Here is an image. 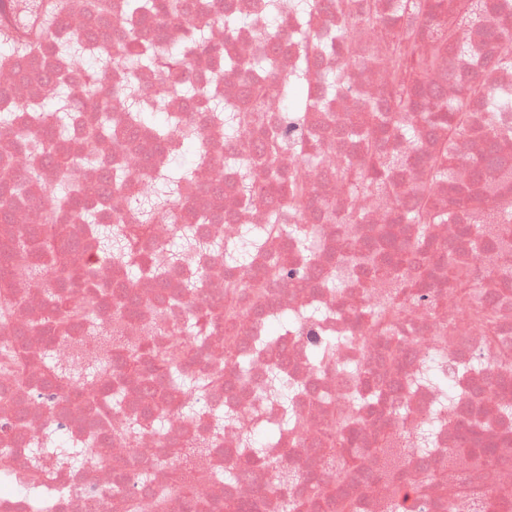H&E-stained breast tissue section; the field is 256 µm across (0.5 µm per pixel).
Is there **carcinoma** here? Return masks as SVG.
Segmentation results:
<instances>
[{"label":"carcinoma","instance_id":"cac0c4a2","mask_svg":"<svg viewBox=\"0 0 512 512\" xmlns=\"http://www.w3.org/2000/svg\"><path fill=\"white\" fill-rule=\"evenodd\" d=\"M317 0H264L263 10L270 22H278L285 17L292 18L296 23L303 24L316 15ZM340 33L347 39L357 35V19L354 14L353 0H339ZM496 8L493 0H450L448 4H440L434 0H394V15L403 19L407 25V34L413 35L420 31L422 22L428 18H436L435 24L427 33L429 50L424 51L414 43L391 44V55L398 73V81L391 94V100L385 111L393 114L392 122L384 121L374 104H369L361 118L364 132L363 162L358 166H349L341 170L342 180L349 183V189L356 194L367 185L381 187V176L399 169L404 159L396 153H388L381 148V139L387 129L392 127L410 142H415L413 120L419 113L428 111L448 113V122L444 125L443 134L437 144L435 153L427 162L425 178L414 188L419 199L418 204L410 209L395 204L394 223L417 224L419 233L415 241L409 245L394 243L390 229L380 231V240L365 246L357 258V266L372 268L376 272L387 273L403 268L406 260L420 251L425 255V266L428 268L444 265L440 256L429 251L427 228L430 224L449 222L457 218L456 210L463 199L470 202V220L480 224L488 220L490 213L487 205L491 203L486 190H473L465 197L448 198V208L440 209L432 201L433 186L437 183H454L452 152L456 136L465 130L471 121L472 105L485 99L494 100L504 111L512 108V98L500 94L491 86L480 81L464 83L454 97L436 106L428 104V78L432 71L441 63L444 55L451 52L457 58L468 60L477 53V47L463 37V32L483 30L487 27L491 12ZM179 10V0H128V14L139 19L147 15L160 16L161 22L167 26L175 25V15ZM331 35H320L313 39L302 36L300 57L295 67L284 76V90L287 98L293 103L292 111L305 112L312 105L309 96L311 73L307 66L308 55L327 51L331 48ZM112 40L118 51L89 49L81 41L72 39L58 45L57 52L62 58L85 56L90 60V68L85 73L87 83L93 85L102 72L124 69L131 60L143 66L170 69L179 65L173 58L164 56L158 49L142 46L131 34H116ZM187 98L202 96L207 99L209 112L214 123L224 130V136L233 138L240 132L245 116L241 109L224 100L218 92L188 85L182 89ZM123 111L136 122L151 121L148 109L143 104L139 86L134 81L124 83L120 89ZM30 112H43L62 135L74 122L76 104L68 85L60 83L51 96L42 101L35 99L28 105ZM196 177L195 167H188L178 162L160 166L153 178L152 191L144 196L132 195L127 199L129 209L136 212L141 224H153L166 212L168 205L175 200ZM238 198L240 203L248 207L252 205L253 173L245 166H237ZM58 204L77 208L78 193L66 182L60 183L55 190ZM290 202L305 210L320 205V201L308 194L306 186L299 182L291 186ZM83 224L87 225L99 251L120 266H129L131 243L129 238L114 224H100L92 211H80ZM262 247L259 238L253 236L248 227H243L241 240L232 245L219 241L200 238L191 227H186L166 247L164 261L168 265H177L190 255L221 252L225 262L230 266H245L253 255ZM87 341L100 345H112V333L101 326L94 318H89L86 330ZM56 344L46 345L40 353L43 361L60 377L71 383L95 386L101 382L103 362L97 358H79L61 361L57 358ZM172 384L183 391L202 392L204 384L179 370L170 373ZM300 387L286 380L284 371L277 365L267 367L263 381V397L277 403L282 409V426L293 429L300 424L295 413L293 399ZM236 415L231 410H224L213 415V440L224 436V425L235 423ZM410 448L426 458L435 446L434 422L423 421L406 435ZM210 452L208 443L198 442L181 450L179 459L181 470H186L192 461ZM240 455L262 462L269 468L278 467L276 459L267 454L263 441L254 433L244 431L239 439ZM84 463L83 443L64 440L51 428H46L33 436L27 452V465L30 469L40 472L50 467L74 468ZM280 480L290 486L299 482L309 485L313 495L322 494L316 478L311 474H299L293 470L280 471Z\"/></svg>","mask_w":512,"mask_h":512}]
</instances>
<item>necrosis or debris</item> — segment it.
<instances>
[{"label":"necrosis or debris","instance_id":"1","mask_svg":"<svg viewBox=\"0 0 512 512\" xmlns=\"http://www.w3.org/2000/svg\"><path fill=\"white\" fill-rule=\"evenodd\" d=\"M37 2V10L25 16L20 0H0V30L31 49L0 63V106L14 114L12 124L0 128V146L11 147L8 162L0 163V207L10 213L9 223L0 225V277L11 285L9 294H0V446L10 450L8 460H0V512H189L196 503L207 504V512H224L228 500L280 512L286 495L302 496V488L285 490L272 470L242 465L238 455L241 431L259 434L281 419L280 408L260 393L265 368L273 362L301 387L295 398L301 426L273 445L281 465L302 472L317 466L325 449L349 444L363 453L362 470L343 462L321 470V486L335 488L336 499L318 512H341L343 498L356 512H512V420L498 414L501 405L512 404V227L469 223L464 209L455 222L429 225L430 247L467 273L463 298L443 271L432 277L428 298L418 299L406 285L422 268L417 258L397 274L350 266L352 255L382 226L392 225L406 242L417 234L416 225L392 224L381 190L369 186L353 196L337 176L360 151L356 118L363 102H386L394 78L390 44L403 38L404 30L390 27L385 43L371 34L352 44L335 37L331 50L314 58L311 67L317 74L348 68L349 85L331 96L313 81L312 98L329 99V106L292 112L283 76L296 63L294 23L273 28L257 19L259 0H183L180 21L162 45L180 65L167 71L136 66L105 77L113 90L137 82L149 106H162L178 118V129L160 138L130 122L115 97L109 101L112 129L98 131L92 106L98 90L85 82L79 60H61L54 51L59 41L81 36L100 45L105 30L129 28L127 0ZM237 14L255 21L228 28L226 17ZM199 24L210 28L208 46L186 50L187 34ZM495 24V36L473 33L480 52L475 64L454 60L433 72L434 94L451 98L473 77L512 88V73L498 62L500 47L512 45V0H499ZM228 53L238 60L237 70H225ZM269 55L276 69L257 71L256 60ZM219 71L224 81L216 85L212 79ZM62 80L83 105L81 118L57 143L72 159L66 170L32 163L28 145L44 136L47 124L26 110L32 98ZM187 84L216 86L226 100L248 111L245 131L225 138L205 98L182 96ZM442 120V114L432 113L415 121L417 147H408L396 132L382 144L410 158L389 178L404 201L413 199L421 161L433 153ZM294 124L319 163L298 161L285 136ZM182 127L194 134L197 180L140 234L126 199L145 192L160 165L177 154ZM490 146L496 200L512 206V111L480 104L455 145V183L470 184L472 160ZM239 163L251 167L261 190L248 207L238 200ZM294 178L330 205L327 217L315 221L291 209L288 186ZM61 181L79 188L84 209L132 237L138 277L98 252L74 210L56 206L50 188ZM201 213L208 216L202 224L196 221ZM273 213L280 218L275 233L268 224ZM353 214L358 223H349ZM46 224L56 231L57 250L67 254L65 267L45 258L40 229ZM190 224L198 235L224 241L249 226L264 239V251L245 267L226 265L223 254L213 252L156 271L167 243ZM292 226L314 242L313 255L296 250V237L288 233ZM20 238L30 243L25 260H6ZM275 255L288 257L294 274L271 265ZM189 278L197 288L187 295L182 284ZM50 288L58 290L67 313L65 332L56 338L59 357L92 356L105 364V386L94 399L51 378L41 362L42 333L34 325L46 315L44 294ZM91 313L110 327L115 346L86 342ZM274 315L286 320V333L268 335ZM128 344L138 348L141 372L126 366ZM327 346L330 355L312 359L313 351ZM423 365L437 368V387L390 392L391 382ZM171 369L207 383L197 413L183 412L186 396L169 384ZM115 381L124 388L118 403L109 398L108 385ZM361 390L380 391L375 406L355 407L353 395ZM442 392L457 401L452 413L436 411ZM227 408L238 421L225 427L223 440L209 454L182 476L167 467L173 449L210 440L212 414ZM430 417L437 424L436 446L424 471L419 457L404 450L403 439ZM47 427L73 441L91 439L87 462L41 478L32 474L23 464L30 439ZM478 440L492 444L494 453L460 468L462 449ZM38 486L45 494L60 489L64 495L43 508L30 496Z\"/></svg>","mask_w":512,"mask_h":512}]
</instances>
